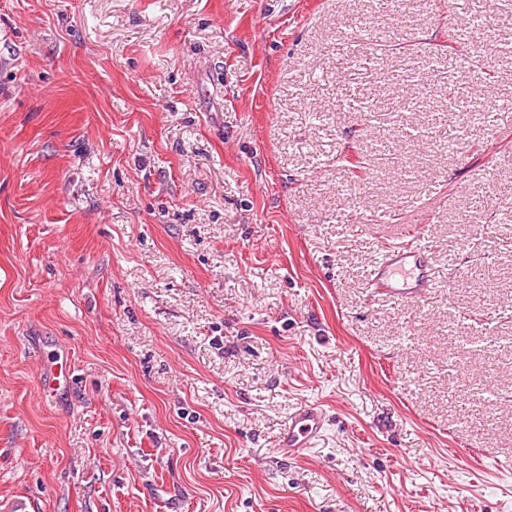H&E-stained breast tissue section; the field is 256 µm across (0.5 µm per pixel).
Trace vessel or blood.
<instances>
[{
	"label": "vessel or blood",
	"instance_id": "vessel-or-blood-1",
	"mask_svg": "<svg viewBox=\"0 0 512 512\" xmlns=\"http://www.w3.org/2000/svg\"><path fill=\"white\" fill-rule=\"evenodd\" d=\"M410 233L412 247L390 246L373 266L368 286L374 292L402 304L429 297L436 288L433 256L424 241V227L414 224ZM325 411L316 404L301 406L290 416L288 430L281 438L279 452L288 457L302 456L324 430Z\"/></svg>",
	"mask_w": 512,
	"mask_h": 512
}]
</instances>
